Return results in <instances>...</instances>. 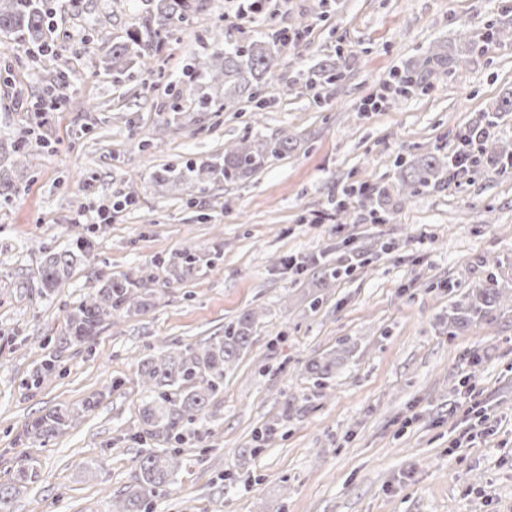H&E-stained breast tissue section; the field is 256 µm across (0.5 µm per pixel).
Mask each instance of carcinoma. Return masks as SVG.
I'll return each instance as SVG.
<instances>
[{"label":"carcinoma","mask_w":512,"mask_h":512,"mask_svg":"<svg viewBox=\"0 0 512 512\" xmlns=\"http://www.w3.org/2000/svg\"><path fill=\"white\" fill-rule=\"evenodd\" d=\"M148 8L140 17L139 25L124 43H114L109 35L94 29L89 41L97 50L105 53L104 71L116 77L132 63L148 73H154L153 60L159 55L165 42L182 31L200 9L199 0H146ZM50 0H0V34L18 46H32L55 52L52 33ZM275 14L267 21L270 33L246 44L224 42V28L210 31L211 45L218 49L214 54H204L192 64L193 75L213 85L224 86L220 100L207 98L203 105L223 112L234 108L240 101L260 102L263 89L279 80L282 55L288 47V38L274 23ZM512 36V18L494 20L488 24L480 41H468L466 55L482 53L493 44H501ZM448 67V46L437 43L428 48L425 56L408 62L396 71L398 80L413 88L426 90L429 78ZM43 108L65 106L78 110H90L83 101L72 96L66 82L53 80L46 88ZM506 112H512V96L505 97L483 113L484 125L474 126L467 135H479L477 154L471 169L505 171L512 168V144L489 139L487 129L494 126ZM290 138L286 135L265 141H253L243 137L233 145L224 147L221 154L208 161H186L182 166L165 167L156 175L160 186L175 187L184 182L205 185L210 181L235 182L254 173L270 158L288 154ZM26 143L17 140L11 145L9 156L0 150V194L9 198L13 185L8 167L26 161ZM454 176L450 158L433 152L421 156L415 162L399 160L395 180L398 192L408 201L421 192L435 187ZM91 251V242L77 236L71 247L46 256L38 272L42 291L46 294L63 285L79 257ZM200 257L192 248H185L170 256L167 264L178 269L176 280L193 277ZM487 284L472 295L466 304L455 305L460 324L489 320L501 305L505 293L498 283L497 264ZM151 279L144 272L136 279L126 274L98 281L95 293L74 309L67 319V334L63 343L83 345L97 335L99 328L113 314H140L153 306V291L146 287ZM256 322L248 312L224 329V335L210 339L203 346L164 345L154 354L137 362V381L145 392L140 410L139 434L148 438H161L171 448H149L139 456L134 482L123 491L122 498L112 502V512H148L150 497L166 490L174 483L180 467L179 446L194 432V427L213 417L210 407L224 393V373L229 370L252 343L251 334ZM58 354L48 355L36 368L32 383L39 385L55 376ZM96 401L86 400L73 409L56 407L26 424L22 430L24 440L45 444L72 426L76 416L89 412ZM37 477L34 469L20 465L14 476L0 482V512H15L13 500L18 486L33 483Z\"/></svg>","instance_id":"1"}]
</instances>
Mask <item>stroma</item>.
<instances>
[{"mask_svg": "<svg viewBox=\"0 0 512 512\" xmlns=\"http://www.w3.org/2000/svg\"><path fill=\"white\" fill-rule=\"evenodd\" d=\"M202 4L157 75L132 65L113 79L87 41L94 28L127 40L145 0H52L53 55L0 39V144L29 148L16 194L0 199V481L23 461L39 474L16 512H111L141 450L157 445L135 437L138 360L165 342L204 345L248 311L251 347L151 512H512V303L489 323L448 321L484 287L489 260L512 290V169L464 172L406 203L394 180L396 157L453 153L458 134L512 94V41L381 111L358 109L434 42L511 18L512 0H267L279 27L303 31L263 107L218 113L199 106L217 88L188 74L210 49L207 28L240 43L268 28L237 18L238 0ZM339 57L344 80L325 83L315 65ZM58 70L94 109L61 107L37 124L33 107ZM284 133L288 155L247 179L173 192L155 181L166 165ZM366 184L387 188L380 208ZM131 193L136 205L123 206ZM79 233L91 255L41 296L46 251ZM188 247L221 250L220 264L173 282L163 260ZM305 255L338 277L313 287V268L287 263ZM141 270L153 307L64 346L56 375L33 385L98 278ZM329 354L320 386L306 366ZM92 396L97 408L47 445L21 440L25 423Z\"/></svg>", "mask_w": 512, "mask_h": 512, "instance_id": "35a3bbf8", "label": "stroma"}]
</instances>
